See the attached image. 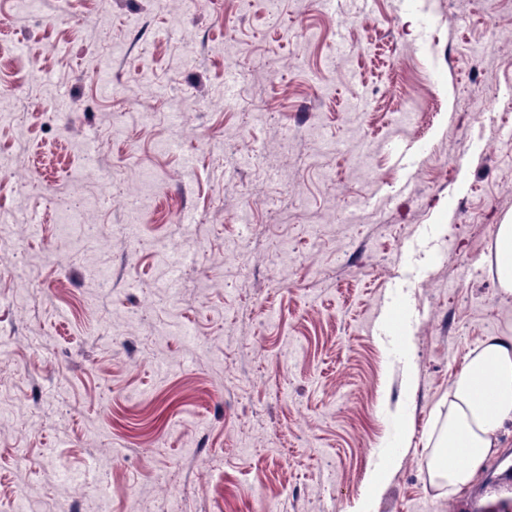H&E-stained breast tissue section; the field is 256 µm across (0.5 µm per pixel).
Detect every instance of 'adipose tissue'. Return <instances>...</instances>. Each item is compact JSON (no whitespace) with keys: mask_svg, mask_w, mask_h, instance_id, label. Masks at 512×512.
Masks as SVG:
<instances>
[{"mask_svg":"<svg viewBox=\"0 0 512 512\" xmlns=\"http://www.w3.org/2000/svg\"><path fill=\"white\" fill-rule=\"evenodd\" d=\"M494 392L492 403L477 397L478 382ZM512 422V345L489 341L472 351L467 364L452 381L448 415L426 455L429 479L456 492L482 467L496 434ZM470 450L466 466H454L450 458L455 445Z\"/></svg>","mask_w":512,"mask_h":512,"instance_id":"1","label":"adipose tissue"}]
</instances>
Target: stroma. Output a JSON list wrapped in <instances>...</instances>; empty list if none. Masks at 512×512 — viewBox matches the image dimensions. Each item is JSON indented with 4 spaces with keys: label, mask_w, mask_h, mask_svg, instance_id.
<instances>
[{
    "label": "stroma",
    "mask_w": 512,
    "mask_h": 512,
    "mask_svg": "<svg viewBox=\"0 0 512 512\" xmlns=\"http://www.w3.org/2000/svg\"><path fill=\"white\" fill-rule=\"evenodd\" d=\"M1 173L0 512H448L512 448L423 466L512 341V0H0ZM512 220L498 224L495 232L493 254L495 274L501 290L512 295Z\"/></svg>",
    "instance_id": "35a3bbf8"
}]
</instances>
